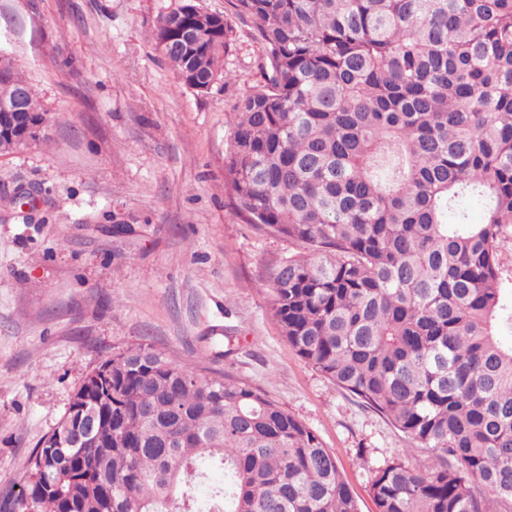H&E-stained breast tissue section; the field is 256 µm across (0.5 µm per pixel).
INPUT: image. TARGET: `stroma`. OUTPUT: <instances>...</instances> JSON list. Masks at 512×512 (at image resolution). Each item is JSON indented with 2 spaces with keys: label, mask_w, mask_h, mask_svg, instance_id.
I'll list each match as a JSON object with an SVG mask.
<instances>
[{
  "label": "stroma",
  "mask_w": 512,
  "mask_h": 512,
  "mask_svg": "<svg viewBox=\"0 0 512 512\" xmlns=\"http://www.w3.org/2000/svg\"><path fill=\"white\" fill-rule=\"evenodd\" d=\"M176 0H0V51L49 114L46 137L0 154V500L86 375L148 344L261 389L333 454L359 512L374 470L432 453L317 373L269 311L266 281L298 243L246 223L224 187L239 98L264 48L233 21L227 80L200 94L157 51ZM36 194L32 219L12 204ZM233 336L212 358L214 327Z\"/></svg>",
  "instance_id": "stroma-1"
}]
</instances>
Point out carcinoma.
<instances>
[{
    "label": "carcinoma",
    "mask_w": 512,
    "mask_h": 512,
    "mask_svg": "<svg viewBox=\"0 0 512 512\" xmlns=\"http://www.w3.org/2000/svg\"><path fill=\"white\" fill-rule=\"evenodd\" d=\"M227 3L179 0L152 36L197 93L223 77L233 20L264 47L224 185L247 223L306 250L270 273L272 316L315 371L433 453L427 471L374 472L376 512H497L512 502V0ZM0 71L43 111L13 62ZM98 406L112 419L97 447L31 454L34 512H358L317 435L249 383L137 345L112 355Z\"/></svg>",
    "instance_id": "1"
}]
</instances>
